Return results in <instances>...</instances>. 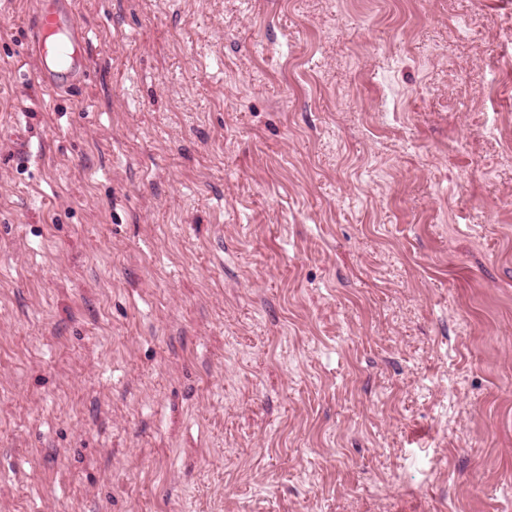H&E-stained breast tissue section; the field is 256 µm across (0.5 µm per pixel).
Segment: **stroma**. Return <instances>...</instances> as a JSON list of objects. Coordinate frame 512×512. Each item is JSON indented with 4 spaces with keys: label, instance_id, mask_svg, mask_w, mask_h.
<instances>
[{
    "label": "stroma",
    "instance_id": "obj_1",
    "mask_svg": "<svg viewBox=\"0 0 512 512\" xmlns=\"http://www.w3.org/2000/svg\"><path fill=\"white\" fill-rule=\"evenodd\" d=\"M0 0V512H512V0ZM83 26L73 0H39L25 54L41 61L40 83L60 91L64 83L86 82Z\"/></svg>",
    "mask_w": 512,
    "mask_h": 512
}]
</instances>
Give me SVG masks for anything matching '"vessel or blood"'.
Here are the masks:
<instances>
[{"label": "vessel or blood", "instance_id": "b4317fda", "mask_svg": "<svg viewBox=\"0 0 512 512\" xmlns=\"http://www.w3.org/2000/svg\"><path fill=\"white\" fill-rule=\"evenodd\" d=\"M84 29L74 0H38L25 53L40 59V83L53 91L86 81Z\"/></svg>", "mask_w": 512, "mask_h": 512}]
</instances>
